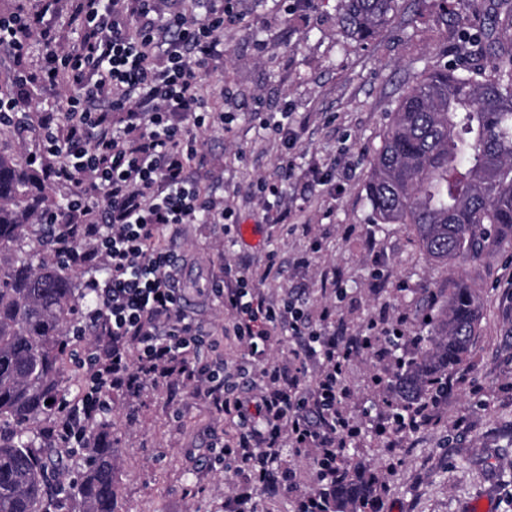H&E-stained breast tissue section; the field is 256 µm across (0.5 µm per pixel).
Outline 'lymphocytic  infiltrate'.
<instances>
[{
    "label": "lymphocytic infiltrate",
    "mask_w": 512,
    "mask_h": 512,
    "mask_svg": "<svg viewBox=\"0 0 512 512\" xmlns=\"http://www.w3.org/2000/svg\"><path fill=\"white\" fill-rule=\"evenodd\" d=\"M59 2L0 15V45L16 61L29 37L43 47L38 68L19 70L16 90L0 91V113L25 111L31 83L69 93L64 121L42 126L38 155L60 160L47 176L80 185L50 214L51 256L86 273L96 304L85 320L102 329L83 365L81 397L62 405L47 437L81 451L113 390L137 397L178 381L231 427L215 457L240 482L227 512H257L254 494L275 489L292 450L311 452L318 482L301 494L299 512H321L323 488L345 474L344 451L361 434L343 406L344 381L350 364L371 353V333L347 332L328 310L311 324L290 299L266 300L255 274L229 266L223 280L196 290L219 297L228 315L213 330L185 309L178 275L190 260L166 243V231L184 224L231 230L232 210L190 176L204 165L198 129L224 121L208 112L201 89L202 71L224 51L223 9L190 0L164 15L159 0H71L77 40L66 48L56 33ZM288 336L299 339L300 354L269 362ZM311 361L317 374L308 387Z\"/></svg>",
    "instance_id": "1"
}]
</instances>
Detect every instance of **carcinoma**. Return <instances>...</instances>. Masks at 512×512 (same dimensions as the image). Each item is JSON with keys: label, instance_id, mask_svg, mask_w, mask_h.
Segmentation results:
<instances>
[{"label": "carcinoma", "instance_id": "cac0c4a2", "mask_svg": "<svg viewBox=\"0 0 512 512\" xmlns=\"http://www.w3.org/2000/svg\"><path fill=\"white\" fill-rule=\"evenodd\" d=\"M397 2L338 0L337 24L368 41ZM456 32L469 56L426 70L401 96L366 184L375 221L407 225L417 249L449 268L418 309L424 346L393 375L405 406L434 396L478 334L479 302L454 266L512 247V0H488L480 19H456ZM60 204L32 159L0 153V512H117L112 425L90 427L88 456L66 482L54 473L67 460L35 427L67 400V330L88 297L25 234L32 214ZM347 466L328 491L332 512L375 491L366 464Z\"/></svg>", "mask_w": 512, "mask_h": 512}]
</instances>
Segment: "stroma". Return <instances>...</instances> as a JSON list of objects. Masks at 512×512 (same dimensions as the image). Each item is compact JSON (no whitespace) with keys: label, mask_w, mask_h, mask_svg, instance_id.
<instances>
[{"label":"stroma","mask_w":512,"mask_h":512,"mask_svg":"<svg viewBox=\"0 0 512 512\" xmlns=\"http://www.w3.org/2000/svg\"><path fill=\"white\" fill-rule=\"evenodd\" d=\"M447 9H440V2ZM224 54L203 75L211 111L233 119L230 130L204 129L203 186L232 208L237 228L186 224L172 232L176 251H192L204 274L221 262L260 273L269 258L280 272L261 290L290 294L311 317L335 309L353 328L386 313L402 319V343L416 354V300L440 288L446 269L429 261L402 224L374 223L365 197L369 162L387 130L398 98L420 73L455 53L459 16L481 0H399L390 25L365 43L347 39L336 24L337 0H230ZM294 114L300 139L286 150L260 117ZM292 168L280 206L261 203L258 180L275 181ZM329 174L307 198L298 192L311 171ZM292 221L312 235L288 233ZM481 302V326L467 362L448 379L433 417L407 437L382 438L371 429L367 402L395 401L376 383L385 362L364 356L347 378V412L362 429L356 459L373 467L377 491L357 512H512V247L457 265ZM337 275L348 294L337 300L321 273ZM112 441L118 512H224L235 483L212 466V447L225 425L179 384L139 398L113 393ZM301 483L261 497L258 512H297L314 472L309 456L289 455Z\"/></svg>","instance_id":"stroma-1"}]
</instances>
